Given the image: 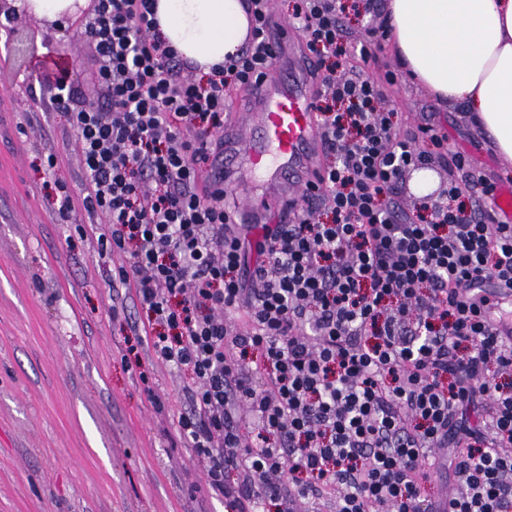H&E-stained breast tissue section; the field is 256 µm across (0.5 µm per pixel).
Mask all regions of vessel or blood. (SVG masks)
I'll list each match as a JSON object with an SVG mask.
<instances>
[{
  "instance_id": "b4317fda",
  "label": "vessel or blood",
  "mask_w": 512,
  "mask_h": 512,
  "mask_svg": "<svg viewBox=\"0 0 512 512\" xmlns=\"http://www.w3.org/2000/svg\"><path fill=\"white\" fill-rule=\"evenodd\" d=\"M274 43L295 78L287 81L274 73L261 81L249 111L235 117L242 134L225 138L223 153L212 156L207 168L208 180L215 185L251 183L242 213L254 219L270 204H285L296 189L314 182L321 150L310 62L298 55L287 28H280Z\"/></svg>"
}]
</instances>
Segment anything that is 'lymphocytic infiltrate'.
I'll use <instances>...</instances> for the list:
<instances>
[{
  "instance_id": "f902f5d3",
  "label": "lymphocytic infiltrate",
  "mask_w": 512,
  "mask_h": 512,
  "mask_svg": "<svg viewBox=\"0 0 512 512\" xmlns=\"http://www.w3.org/2000/svg\"><path fill=\"white\" fill-rule=\"evenodd\" d=\"M156 0H95L101 105L69 118L102 216L112 285L147 313L158 360L187 372L179 434L202 490L235 512H512V224L466 213L463 188L411 212L407 170L449 153L398 135L383 85L338 69V0H292L316 61L320 192L260 240L202 171L224 147L231 91L271 71L273 0H248V46L194 75L156 33ZM258 260H250V251Z\"/></svg>"
}]
</instances>
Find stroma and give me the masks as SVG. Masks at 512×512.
I'll use <instances>...</instances> for the list:
<instances>
[{
    "instance_id": "stroma-1",
    "label": "stroma",
    "mask_w": 512,
    "mask_h": 512,
    "mask_svg": "<svg viewBox=\"0 0 512 512\" xmlns=\"http://www.w3.org/2000/svg\"><path fill=\"white\" fill-rule=\"evenodd\" d=\"M351 45L382 26L384 0H351ZM24 30L21 60L4 42ZM65 61L76 99L96 103L94 48L76 18L36 23L0 14V512H229L198 492L201 470L178 433L186 408L183 372L138 341L146 314L113 288L99 258V217L83 206L86 172L57 91L42 78ZM363 80L398 74L382 105L399 127L431 124L490 181L511 176L462 110L439 104L399 71L389 41L375 59L341 60ZM73 200L55 203L45 162ZM162 396L156 412L150 394Z\"/></svg>"
}]
</instances>
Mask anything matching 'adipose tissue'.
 Here are the masks:
<instances>
[{
  "label": "adipose tissue",
  "mask_w": 512,
  "mask_h": 512,
  "mask_svg": "<svg viewBox=\"0 0 512 512\" xmlns=\"http://www.w3.org/2000/svg\"><path fill=\"white\" fill-rule=\"evenodd\" d=\"M394 53L512 166V0H385ZM158 32L201 70L246 43L245 0H157Z\"/></svg>",
  "instance_id": "adipose-tissue-1"
}]
</instances>
